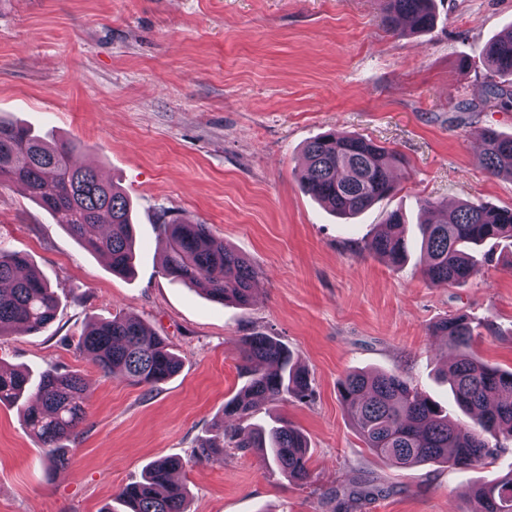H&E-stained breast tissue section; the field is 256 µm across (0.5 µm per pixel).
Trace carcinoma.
<instances>
[{
    "instance_id": "1",
    "label": "carcinoma",
    "mask_w": 512,
    "mask_h": 512,
    "mask_svg": "<svg viewBox=\"0 0 512 512\" xmlns=\"http://www.w3.org/2000/svg\"><path fill=\"white\" fill-rule=\"evenodd\" d=\"M384 21L402 18L408 28L422 31L434 25L432 0H386ZM483 61L492 77L512 76V29L490 41ZM486 102L512 109V93L489 85ZM483 165L495 174L512 172V136L480 128ZM76 144L49 140L31 129L0 121V183L22 185L86 250L107 256L112 272L131 269L134 225L130 201L116 185L92 167L74 161ZM299 173L304 190L334 213L360 214L389 196L395 185L392 171L397 153L351 133L326 132L304 149ZM430 218L419 225L424 254L423 275L434 287L461 285L477 274L469 250L490 240L512 238V208L479 201L452 207L423 201ZM168 242L166 275L217 303H249L256 271L242 255L213 238L205 224L167 222L159 225ZM408 238L404 215L387 214L385 231L366 244V250L392 264L404 261ZM58 303L54 291L24 257L0 249V337L20 327L40 332L53 322ZM459 350L446 369L457 406L471 423L463 426L448 417L426 393L403 376L384 371H351L337 382L338 395L356 432L378 458L399 468L433 462L447 468L485 463L492 449L512 442V370L476 360L469 349L475 327L463 314L450 315L432 328ZM78 348L90 354L106 374L119 372L132 382L154 388L181 368L180 356L136 318L115 316L95 322L81 335ZM241 370L246 381L224 404V415L246 419L257 403L288 398L304 400L312 388L307 373L293 363L288 348L257 332L241 342ZM35 389L36 407L23 419L39 440L43 460L51 468L68 462V447L79 437L86 404L82 379L72 373L45 371L37 383L19 369L0 367V403L17 404ZM254 448L269 466L297 485L309 482L307 441L287 421L225 437V445L203 442L193 450L200 461L221 460L224 448ZM175 458L152 462L142 481L123 487L115 497L120 510L105 512H188L185 488L172 474ZM387 492L364 478L350 489H334L330 499L341 512H357L364 503ZM469 512H512V471L476 488Z\"/></svg>"
}]
</instances>
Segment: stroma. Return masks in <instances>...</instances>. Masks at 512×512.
Returning a JSON list of instances; mask_svg holds the SVG:
<instances>
[{
    "instance_id": "35a3bbf8",
    "label": "stroma",
    "mask_w": 512,
    "mask_h": 512,
    "mask_svg": "<svg viewBox=\"0 0 512 512\" xmlns=\"http://www.w3.org/2000/svg\"><path fill=\"white\" fill-rule=\"evenodd\" d=\"M383 0H0V118L80 143L78 163L129 197L134 272L113 274L22 187L0 185V246L24 255L58 298L38 333L0 337V365L78 374L80 436L50 469L21 406L0 404V512H103L152 461L175 456L189 512H333L328 491L378 477L389 493L360 512H467L479 484L512 470L393 468L358 436L336 383L353 370L398 373L454 420L441 373L458 351L432 335L453 315L477 327L483 361L512 368V240L477 252L461 286L434 287L420 251L394 266L365 244L388 212L408 237L423 200L512 207V175L488 173L477 129L512 134V111L485 105L481 52L512 27V0H436L433 28L387 26ZM350 132L396 151V189L341 218L298 183L304 146ZM207 225L258 275L251 302L217 304L164 275L161 220ZM139 318L181 357L155 389L105 375L77 348L87 326ZM263 332L305 367L313 394L259 404L248 422L287 419L309 443V484L252 451L223 462L192 449L241 428L224 403L244 384L242 338Z\"/></svg>"
}]
</instances>
